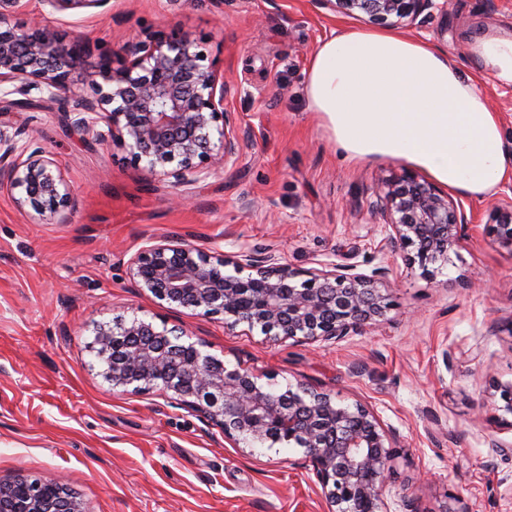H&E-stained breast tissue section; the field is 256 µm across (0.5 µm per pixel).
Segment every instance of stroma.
<instances>
[{
	"label": "stroma",
	"mask_w": 512,
	"mask_h": 512,
	"mask_svg": "<svg viewBox=\"0 0 512 512\" xmlns=\"http://www.w3.org/2000/svg\"><path fill=\"white\" fill-rule=\"evenodd\" d=\"M15 21L94 44L78 84L98 51L148 31L189 34L231 88L239 152L227 167L204 162L205 177L177 189L125 149L86 142L45 93L16 108L0 92V123L55 156L74 199L41 216L0 189V481L58 480L87 512H328L295 445L235 446L161 387L112 388L89 348L92 330L139 318L204 342L271 390L302 383L367 407L399 448L386 512H404L409 499L417 512H512V416L493 390L512 380V251L489 230L512 187L460 198L468 226L435 278L412 268V248H384L367 200L406 164L346 162L305 97L312 53L356 18L314 0H110L101 15L26 0ZM491 32L512 34V0H450L447 16L414 36L487 86L512 150V85L490 86L469 53ZM169 235L230 262L253 250L296 271L348 259L366 274L385 265L391 308L335 343L228 331L223 316L172 310L130 281L129 258Z\"/></svg>",
	"instance_id": "obj_1"
}]
</instances>
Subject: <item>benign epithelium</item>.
Instances as JSON below:
<instances>
[{
  "label": "benign epithelium",
  "mask_w": 512,
  "mask_h": 512,
  "mask_svg": "<svg viewBox=\"0 0 512 512\" xmlns=\"http://www.w3.org/2000/svg\"><path fill=\"white\" fill-rule=\"evenodd\" d=\"M109 2L47 0L54 11L66 13L90 12ZM318 2L344 16L361 14L373 25L395 17L419 29L436 10L448 16V0ZM24 7L23 0H0V86H11L14 105L25 106L33 90L71 104L76 130L125 148L148 173L172 180L174 187L199 180L207 158L224 166L236 161L239 135L224 109L229 92L224 73L202 64L189 35L150 32L120 53L102 52L85 88L76 89L71 75L91 53L90 44L63 43L46 28L11 23ZM101 123L107 131L98 130ZM20 135L0 128V186L21 209L29 205L42 216L58 214L70 203L69 188L55 160L32 147L35 137L21 145ZM372 197L369 208L385 224L384 245L416 246L412 264L421 275L436 276L466 224L459 206L433 183L408 173L382 184ZM493 221L496 240L512 250L511 197L495 204ZM226 265L224 255L207 254L174 236L153 241L129 260L136 286L170 307L222 315L228 329L258 327L274 340L340 341L384 319L388 309L381 289L386 266L365 274L354 264L334 262L301 273L271 253L251 251L240 252L235 273H226ZM244 269L252 274L240 277ZM303 275L307 279L297 281ZM202 347L136 318L98 326L91 349L112 387L139 391L161 385L206 414L236 445L292 443L302 449L336 512H382V490L396 451L367 409L341 405L304 384L281 393L269 390L254 374L227 368ZM495 392L499 409L512 415V382L496 384ZM0 512L85 509L60 482L18 475L0 482Z\"/></svg>",
  "instance_id": "benign-epithelium-1"
}]
</instances>
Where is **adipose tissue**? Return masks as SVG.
Here are the masks:
<instances>
[{
  "label": "adipose tissue",
  "mask_w": 512,
  "mask_h": 512,
  "mask_svg": "<svg viewBox=\"0 0 512 512\" xmlns=\"http://www.w3.org/2000/svg\"><path fill=\"white\" fill-rule=\"evenodd\" d=\"M470 52L492 83L512 85V35L478 37ZM305 93L348 161H401L474 200L512 178L485 89L427 42L367 27L331 35Z\"/></svg>",
  "instance_id": "obj_1"
}]
</instances>
